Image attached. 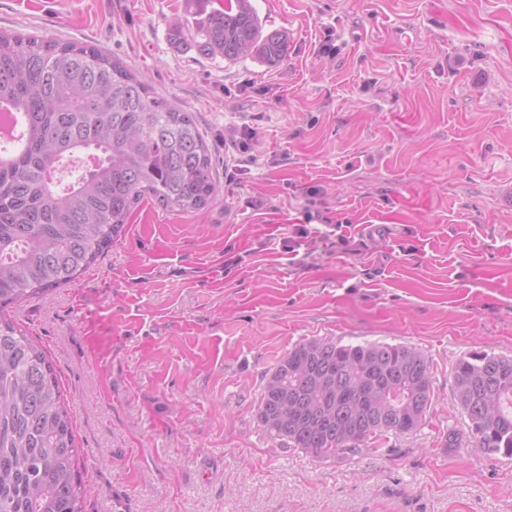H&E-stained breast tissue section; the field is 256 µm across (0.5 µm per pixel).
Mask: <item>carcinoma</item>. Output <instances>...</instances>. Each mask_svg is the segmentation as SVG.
Instances as JSON below:
<instances>
[{"mask_svg": "<svg viewBox=\"0 0 512 512\" xmlns=\"http://www.w3.org/2000/svg\"><path fill=\"white\" fill-rule=\"evenodd\" d=\"M194 12L169 38L206 56L275 66L285 30L264 31L252 0ZM0 512H82L79 454L56 369L3 311L73 282L122 234L146 197L197 212L218 190L192 113L91 44L0 31ZM474 446L512 457V357L485 351L453 367ZM430 362L404 344H295L270 371L255 416L266 434L316 457L407 434L432 405Z\"/></svg>", "mask_w": 512, "mask_h": 512, "instance_id": "1", "label": "carcinoma"}]
</instances>
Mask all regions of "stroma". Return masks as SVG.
<instances>
[{
	"instance_id": "obj_1",
	"label": "stroma",
	"mask_w": 512,
	"mask_h": 512,
	"mask_svg": "<svg viewBox=\"0 0 512 512\" xmlns=\"http://www.w3.org/2000/svg\"><path fill=\"white\" fill-rule=\"evenodd\" d=\"M253 5L278 66L176 47L186 0H0V30L95 45L193 112L217 161L201 213L143 199L9 310L56 368L83 512H512V458L444 444L456 361L512 356V0ZM306 339L421 351L425 424L332 458L270 439L264 378Z\"/></svg>"
}]
</instances>
